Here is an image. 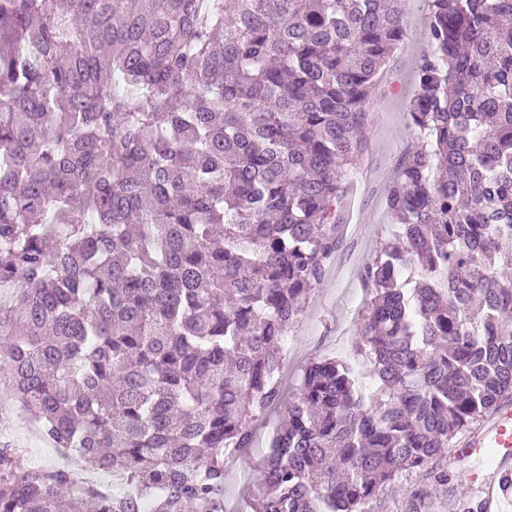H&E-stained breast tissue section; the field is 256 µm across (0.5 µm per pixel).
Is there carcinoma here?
<instances>
[{"label": "carcinoma", "instance_id": "obj_1", "mask_svg": "<svg viewBox=\"0 0 512 512\" xmlns=\"http://www.w3.org/2000/svg\"><path fill=\"white\" fill-rule=\"evenodd\" d=\"M353 355L285 398L403 0H0V382L119 489L0 436V512H374L512 400V0H429ZM404 487L409 508L437 493ZM285 414L284 406L267 413L255 425V448L239 456L236 466L228 472L224 485V506L226 512H240L249 491L261 479V459L273 430Z\"/></svg>", "mask_w": 512, "mask_h": 512}]
</instances>
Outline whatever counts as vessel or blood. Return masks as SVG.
Instances as JSON below:
<instances>
[{
  "instance_id": "obj_1",
  "label": "vessel or blood",
  "mask_w": 512,
  "mask_h": 512,
  "mask_svg": "<svg viewBox=\"0 0 512 512\" xmlns=\"http://www.w3.org/2000/svg\"><path fill=\"white\" fill-rule=\"evenodd\" d=\"M485 448L495 451L498 475L479 482L469 461ZM455 454L461 461L460 481L465 484L479 482L485 512H512V411L494 417L486 433L463 440Z\"/></svg>"
}]
</instances>
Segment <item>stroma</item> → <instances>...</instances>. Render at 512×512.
Masks as SVG:
<instances>
[{
  "label": "stroma",
  "mask_w": 512,
  "mask_h": 512,
  "mask_svg": "<svg viewBox=\"0 0 512 512\" xmlns=\"http://www.w3.org/2000/svg\"><path fill=\"white\" fill-rule=\"evenodd\" d=\"M425 50L422 39L414 45L401 44L376 90L369 149L358 164L359 191L351 198L343 244L306 315L288 338L284 364L287 390H294L302 370L315 358L345 357L351 352L365 297L360 273L392 230L384 206L385 190L415 139L407 125L410 96L405 92V83L413 79ZM284 414V408L279 407L256 423L253 448L239 456L227 475L226 512H241L249 491L260 481L263 452Z\"/></svg>",
  "instance_id": "1"
}]
</instances>
